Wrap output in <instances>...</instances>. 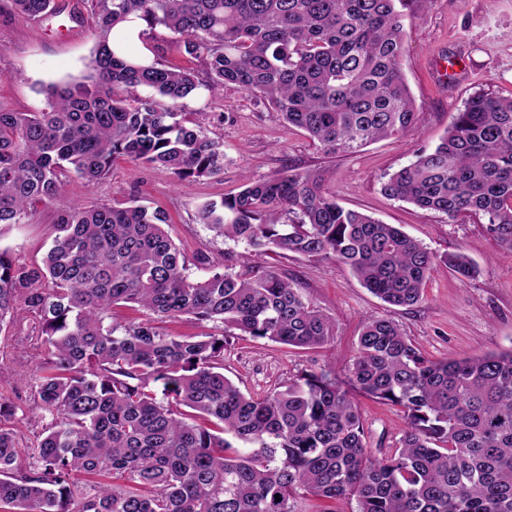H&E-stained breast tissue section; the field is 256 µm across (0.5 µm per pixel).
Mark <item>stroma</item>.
<instances>
[{
    "label": "stroma",
    "mask_w": 512,
    "mask_h": 512,
    "mask_svg": "<svg viewBox=\"0 0 512 512\" xmlns=\"http://www.w3.org/2000/svg\"><path fill=\"white\" fill-rule=\"evenodd\" d=\"M57 2L64 13L34 23L19 16L11 0H0V106L41 111L47 86L83 83L90 75L93 29L87 20L68 18L81 10L82 0ZM114 38L145 61L194 69L200 86L185 109L201 113L207 135L223 140L224 169L215 176L180 180L167 170L120 160L97 184L70 178L65 200H138L167 213L171 234L187 259L200 252L220 258L231 244L200 223L199 209L205 202L236 192L246 173L260 178L288 167L311 170L322 174L341 205L401 225L436 253L463 252L481 270L476 279L467 280L437 265L421 302L394 307L372 295L337 262L285 251L263 257V265L296 282L329 317L334 335L316 350L262 339L232 340L224 348V373L243 392L261 395L301 371L326 365L345 378L362 325L372 316L397 323L433 360L512 347V256L484 231L481 219L462 216L453 222L381 191L386 176L408 164L415 151L437 144L470 96L481 92L512 97V0H432L417 17L405 18L401 63L417 108L413 131L336 155L323 153L302 132L288 128L276 112L255 105L238 89L211 95L203 67L180 49L178 35L169 30L159 27L132 40L121 28ZM56 217V206L41 205L31 223L0 227V248L10 249L19 262L40 261ZM35 324L28 317L20 327H7L6 347L0 352V395L20 407L28 396L29 373L41 358L31 340ZM359 405L373 452L394 447L405 426L403 412L365 397Z\"/></svg>",
    "instance_id": "stroma-1"
}]
</instances>
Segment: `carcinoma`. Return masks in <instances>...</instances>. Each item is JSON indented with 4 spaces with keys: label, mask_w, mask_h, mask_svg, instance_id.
Wrapping results in <instances>:
<instances>
[{
    "label": "carcinoma",
    "mask_w": 512,
    "mask_h": 512,
    "mask_svg": "<svg viewBox=\"0 0 512 512\" xmlns=\"http://www.w3.org/2000/svg\"><path fill=\"white\" fill-rule=\"evenodd\" d=\"M28 19L54 0H11ZM94 24L92 82L53 85L40 112L0 107V225L24 224L63 199L73 174L93 185L118 157L177 178L224 168V143L179 111L198 89L187 69L147 64L116 48L139 20L183 37L215 93L232 85L306 132L327 154L352 153L414 127L401 67L403 20L431 0H83ZM145 86L155 96L135 94ZM381 191L453 221L485 220L512 255V98L473 95L440 142ZM201 223L246 250L197 257L188 274L168 217L136 200L68 202L41 263L0 250V331L35 315L43 357L30 382L35 441L0 398V508L5 512H296L304 493L336 512H512V349L432 360L393 322L369 318L346 379L325 366L254 396L224 375V344L249 337L326 346L332 324L300 289L253 266L277 250L331 258L372 294L416 305L434 267L463 279L479 267L437 254L361 211L321 176L289 168L244 176L240 190L199 211ZM146 322L119 324L116 305ZM220 324L176 336L177 318ZM398 407L394 448L368 450L355 395Z\"/></svg>",
    "instance_id": "obj_1"
}]
</instances>
